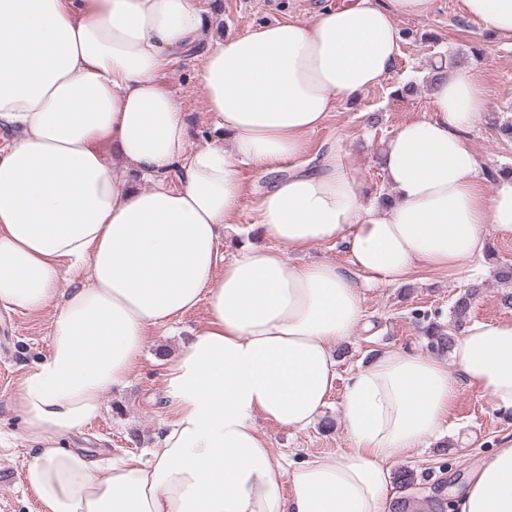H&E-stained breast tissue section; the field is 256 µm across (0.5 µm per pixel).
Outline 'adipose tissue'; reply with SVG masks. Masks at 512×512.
<instances>
[{
	"label": "adipose tissue",
	"mask_w": 512,
	"mask_h": 512,
	"mask_svg": "<svg viewBox=\"0 0 512 512\" xmlns=\"http://www.w3.org/2000/svg\"><path fill=\"white\" fill-rule=\"evenodd\" d=\"M512 37V0H461ZM435 0H327L305 22L255 26L202 53L219 138L193 144L157 77L197 44V0H0V308L51 311L49 348L15 403L22 480L44 512H388L392 463L447 433L460 384L512 414V319L470 321L450 362L386 349L339 382L336 345L364 318L361 284L420 269L470 272L512 236V180L486 194L466 136L486 109L462 67L431 87V111L381 154L394 192L368 205L358 171L329 147L257 202L273 249L220 242L244 185L307 150L339 101L380 85L400 51L399 16ZM341 246L346 263L294 262ZM209 318L164 366L175 417L149 460L105 467L66 442L101 417L152 329L199 304ZM343 387L350 448L298 463L258 427L301 430ZM291 493H284V484ZM458 512H512V446L483 456Z\"/></svg>",
	"instance_id": "1"
}]
</instances>
